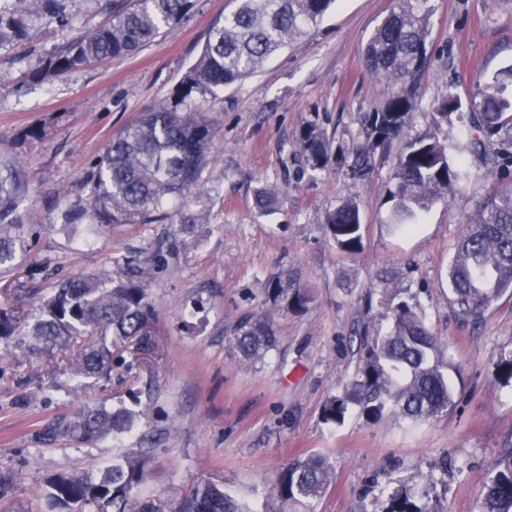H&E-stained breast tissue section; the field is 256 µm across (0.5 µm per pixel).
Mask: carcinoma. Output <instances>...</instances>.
I'll use <instances>...</instances> for the list:
<instances>
[{
    "instance_id": "cac0c4a2",
    "label": "carcinoma",
    "mask_w": 512,
    "mask_h": 512,
    "mask_svg": "<svg viewBox=\"0 0 512 512\" xmlns=\"http://www.w3.org/2000/svg\"><path fill=\"white\" fill-rule=\"evenodd\" d=\"M64 0H9L0 7V48L26 36L34 19L68 23ZM108 22L82 32L57 47L45 71L60 75L91 62L133 54L155 38L164 26L177 23L191 0H104ZM233 11L216 21L201 54L184 74L176 97L154 103L115 137L108 149L89 164V208L85 214L67 212L64 222L85 218L94 229L112 224H178L188 230L206 221L197 210L210 164L213 130L204 118L203 104L185 103L194 92H213L254 73L283 51L292 40L318 26L334 0H235ZM433 12L430 0H396L367 42L366 65L384 78L390 92L372 113L364 142L352 168L367 173L374 156L396 141L404 143L394 173L392 221L412 227L418 215L448 198L462 180L461 166L448 159L445 146L431 133L407 137L414 112L415 86L429 63L427 41ZM466 115L474 137L470 151L503 181L512 179V64L501 68L462 99L453 89L432 107L439 126ZM298 143L308 166L325 171L345 162L335 154L322 130L302 127ZM28 191L25 173L13 157L0 156V267L9 268L17 245L25 244L20 230L25 215L21 204ZM325 224L340 249L354 253L361 246V215L347 200L327 213ZM448 288L462 315L478 321L505 292L512 291V187L485 205L477 221L465 225L448 270ZM287 306L303 309L310 301L301 289H273ZM147 296L132 277L125 279L78 276L62 281L45 295L37 312L12 304L0 307V342L35 344L62 351L80 336L95 339L78 350L74 372L86 378H106L112 371L114 349L137 340L152 345ZM392 325L366 345L357 377L323 409L327 422L344 421L356 405L370 420L378 419L387 404L412 421L434 418L448 409L453 389L448 363L434 336L424 326L416 306L400 301L389 307ZM270 320L257 316L241 322L232 346L242 361H261L274 348ZM132 413L103 406H86L74 417L41 429L40 440L97 442L129 432ZM147 460L127 455L122 460L81 474L59 472L46 480L53 506L72 512L84 505L96 512H158L151 502L131 500ZM329 461L312 455L284 471L278 480L283 506L319 497L330 480ZM171 512H250L226 489L212 483L191 487ZM386 512H434L414 500L402 482ZM480 512H512V451L492 468Z\"/></svg>"
}]
</instances>
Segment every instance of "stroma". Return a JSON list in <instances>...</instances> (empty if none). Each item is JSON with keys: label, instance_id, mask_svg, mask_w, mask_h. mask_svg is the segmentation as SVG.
<instances>
[{"label": "stroma", "instance_id": "stroma-1", "mask_svg": "<svg viewBox=\"0 0 512 512\" xmlns=\"http://www.w3.org/2000/svg\"><path fill=\"white\" fill-rule=\"evenodd\" d=\"M428 49L410 133L435 132L464 178L412 230L392 224L390 193L400 147L372 171L343 165L312 173L298 146L318 126L335 152L352 156L369 116L389 89L364 62L366 43L393 0H336L317 28L256 74L204 95L214 126L200 200L206 223L193 233L168 224H116L88 235L62 223L88 208V164L151 104L171 97L202 51L214 21L234 0H192L172 27L137 53L47 78L46 54L107 16L98 0H70L69 25L44 24L0 48V151L28 174L22 204L33 234L16 266L0 271V304L25 277L26 308L56 280L118 278L133 259L151 305L156 345L133 367L94 381L59 360L0 345V512H50L45 478L82 473L126 454L148 458L137 500L180 498L193 484L224 486L253 512H281L280 474L321 455L332 478L290 512H385L396 479L426 491L436 512H480L492 465L512 446V387L496 364L512 352V291L480 324L463 318L448 291V267L466 224L501 189L469 150L467 123L434 126L432 106L455 87L468 97L478 79L512 64V0H432ZM43 136L28 137L32 127ZM278 187L272 211L255 201ZM361 211L362 246L342 251L325 224L346 198ZM303 288L305 309L287 308L274 288ZM411 300L452 363L447 411L412 422L385 411L370 422L350 407L343 423L323 408L357 374L363 337L390 328L388 305ZM257 315L278 342L264 361H240L230 339ZM137 412L135 428L96 443L46 444L37 433L84 405Z\"/></svg>", "mask_w": 512, "mask_h": 512}]
</instances>
